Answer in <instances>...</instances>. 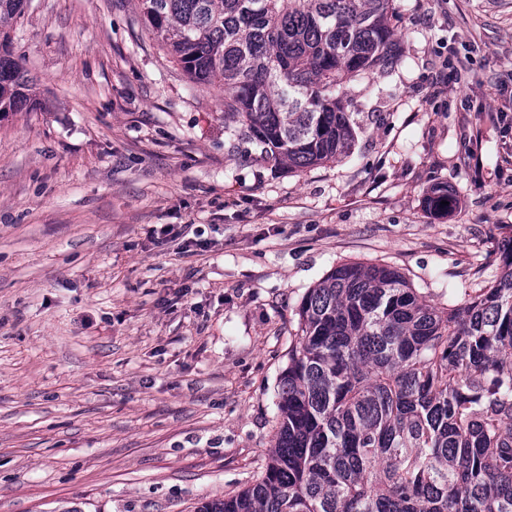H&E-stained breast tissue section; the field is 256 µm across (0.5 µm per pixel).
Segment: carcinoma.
<instances>
[{
	"instance_id": "cac0c4a2",
	"label": "carcinoma",
	"mask_w": 512,
	"mask_h": 512,
	"mask_svg": "<svg viewBox=\"0 0 512 512\" xmlns=\"http://www.w3.org/2000/svg\"><path fill=\"white\" fill-rule=\"evenodd\" d=\"M27 2L0 0V114L31 101L6 31ZM140 4L191 81L224 87L233 136L290 170L349 150L344 84L398 58L393 0ZM452 202L439 186L427 207ZM298 315L262 474L197 512H512V243L499 278L460 302L342 263Z\"/></svg>"
}]
</instances>
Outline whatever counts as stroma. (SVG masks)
I'll return each instance as SVG.
<instances>
[{
	"label": "stroma",
	"instance_id": "obj_1",
	"mask_svg": "<svg viewBox=\"0 0 512 512\" xmlns=\"http://www.w3.org/2000/svg\"><path fill=\"white\" fill-rule=\"evenodd\" d=\"M395 5L400 57L345 87L350 152L291 172L235 145L138 0H29L37 104L0 115V512H197L260 475L337 264L436 306L499 276L512 0Z\"/></svg>",
	"mask_w": 512,
	"mask_h": 512
}]
</instances>
